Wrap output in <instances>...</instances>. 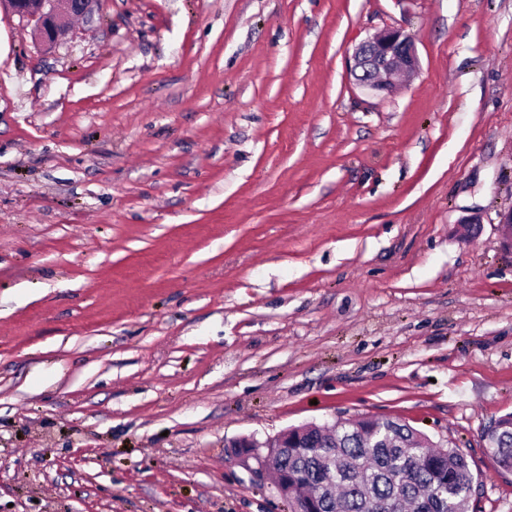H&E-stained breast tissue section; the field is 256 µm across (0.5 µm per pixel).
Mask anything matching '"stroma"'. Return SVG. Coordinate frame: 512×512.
<instances>
[{"instance_id":"35a3bbf8","label":"stroma","mask_w":512,"mask_h":512,"mask_svg":"<svg viewBox=\"0 0 512 512\" xmlns=\"http://www.w3.org/2000/svg\"><path fill=\"white\" fill-rule=\"evenodd\" d=\"M403 28L420 70L359 87ZM0 10V512H290L234 443L364 415L512 512V0ZM476 217V224L462 220ZM96 0H1L0 8L35 21L36 34L44 44L51 46L65 32L72 19L92 21ZM351 74L363 88L391 94L392 76L401 71L408 76L419 70L413 36L400 27L387 28L361 41L352 53ZM484 440L494 462L506 471L512 470V414L492 421Z\"/></svg>"}]
</instances>
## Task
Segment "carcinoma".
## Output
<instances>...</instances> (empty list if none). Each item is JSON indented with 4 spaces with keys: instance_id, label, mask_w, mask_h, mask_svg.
Returning <instances> with one entry per match:
<instances>
[{
    "instance_id": "cac0c4a2",
    "label": "carcinoma",
    "mask_w": 512,
    "mask_h": 512,
    "mask_svg": "<svg viewBox=\"0 0 512 512\" xmlns=\"http://www.w3.org/2000/svg\"><path fill=\"white\" fill-rule=\"evenodd\" d=\"M294 437L296 447L271 449L291 512H468L474 475L466 456L400 419L348 418ZM484 440L511 471L512 414L492 421Z\"/></svg>"
}]
</instances>
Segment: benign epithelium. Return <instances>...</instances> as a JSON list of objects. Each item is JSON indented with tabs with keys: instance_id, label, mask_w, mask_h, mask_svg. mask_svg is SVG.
<instances>
[{
	"instance_id": "obj_1",
	"label": "benign epithelium",
	"mask_w": 512,
	"mask_h": 512,
	"mask_svg": "<svg viewBox=\"0 0 512 512\" xmlns=\"http://www.w3.org/2000/svg\"><path fill=\"white\" fill-rule=\"evenodd\" d=\"M95 0H0V8L35 21L38 39L45 45L55 44L65 32L68 21L81 19L92 21ZM351 74L363 88L374 92L391 94L394 91L393 73L401 71L409 76L419 70L413 36L400 27L387 28L361 41L352 53ZM291 430L286 429L277 436L260 443L243 437L234 447L242 465L257 463L255 473L262 474L266 466L273 464L267 448H286Z\"/></svg>"
}]
</instances>
